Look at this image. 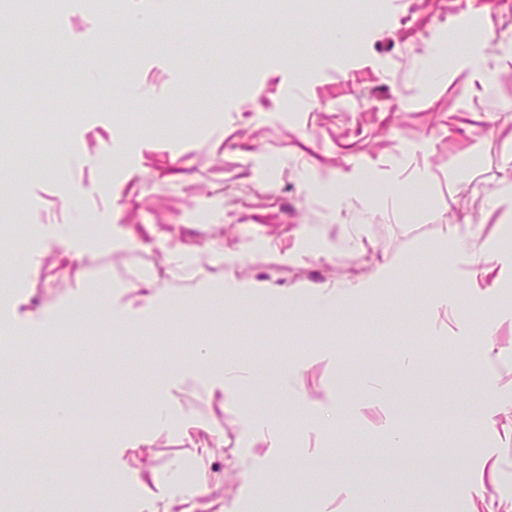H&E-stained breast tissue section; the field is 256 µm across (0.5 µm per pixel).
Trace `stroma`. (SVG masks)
I'll use <instances>...</instances> for the list:
<instances>
[{"label": "stroma", "mask_w": 512, "mask_h": 512, "mask_svg": "<svg viewBox=\"0 0 512 512\" xmlns=\"http://www.w3.org/2000/svg\"><path fill=\"white\" fill-rule=\"evenodd\" d=\"M38 2L98 67L0 11V406L162 401L81 483L140 512H512V0ZM70 333L108 373L31 343ZM351 437L455 465L296 467Z\"/></svg>", "instance_id": "obj_1"}]
</instances>
